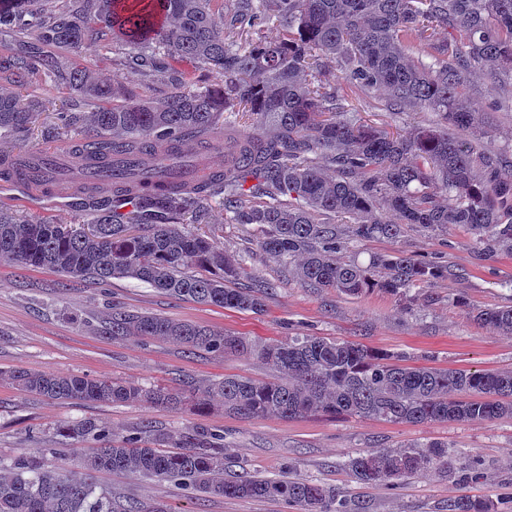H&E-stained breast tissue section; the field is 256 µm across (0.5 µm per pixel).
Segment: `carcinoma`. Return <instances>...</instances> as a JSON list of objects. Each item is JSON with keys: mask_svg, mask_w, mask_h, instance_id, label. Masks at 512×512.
Masks as SVG:
<instances>
[{"mask_svg": "<svg viewBox=\"0 0 512 512\" xmlns=\"http://www.w3.org/2000/svg\"><path fill=\"white\" fill-rule=\"evenodd\" d=\"M217 0H78L45 13L39 0H0V35L21 38L31 28L44 44L78 58L92 37L108 36L133 52L140 68L168 75L163 100L120 102L117 87L75 66L69 90L95 101L72 112L100 155L121 154L141 165L179 158L185 136L213 133L224 145V169L197 184L147 178L85 185L87 194L139 197L137 210L96 216L88 225L53 224L0 211V262L49 268L72 277L132 278L175 298L261 313L264 292L234 286L240 259L211 233L183 228L187 216L217 201L233 224L250 225L265 253L295 263L299 282L349 296L378 288L406 301L415 288L448 279V267L405 251L344 259L351 239H397L404 227L427 234L462 225L488 255H512V163L481 146L488 136L466 91L481 71L493 86L512 82V0H236L232 16ZM265 14L285 34L267 45L253 37ZM439 28L448 38H435ZM421 43L432 63L414 59ZM336 60L349 83L385 93L397 110L435 112L440 123L393 134L358 124L348 98L326 91L319 60ZM187 64L208 67L224 82L201 89ZM59 57L15 52L0 72L29 85L59 72ZM44 107L34 94L0 87V135L34 133ZM473 319L512 338V305L477 311ZM113 336L176 342L191 351L235 353L267 365L274 376L236 374L201 393L109 377L16 368L19 390L49 400L140 403L209 412L215 406L245 418L296 419L349 414L402 424L485 423L512 417V370L411 366L403 357L349 340L291 336L260 340L153 314L117 313ZM61 435L91 438L99 448L75 458V469L45 467L36 454L0 462V512H142L121 509L98 486L109 471L172 481L200 497L280 501L296 512H349L336 486L317 480L228 473L224 435L196 427L121 434L92 419L64 423ZM358 483L399 482L455 469L446 443L426 450L371 449L349 460ZM448 512H499L489 499L460 497Z\"/></svg>", "mask_w": 512, "mask_h": 512, "instance_id": "1", "label": "carcinoma"}]
</instances>
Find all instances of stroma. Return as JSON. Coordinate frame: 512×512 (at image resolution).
Instances as JSON below:
<instances>
[{
    "label": "stroma",
    "instance_id": "obj_1",
    "mask_svg": "<svg viewBox=\"0 0 512 512\" xmlns=\"http://www.w3.org/2000/svg\"><path fill=\"white\" fill-rule=\"evenodd\" d=\"M81 63L105 83L120 86L124 101L163 99L172 87L162 75L145 76L125 64L108 38L96 40ZM467 96L479 108L493 146L512 145V98L491 87L483 73L471 77ZM349 99L358 122L389 132L418 124H434L432 112L389 109L378 90H353ZM0 208L21 216L61 224H84L90 212L56 206L48 197L28 196L0 186ZM199 232L222 236L229 252H243L245 272L239 286L271 283L261 313L227 310L177 299L131 278L101 282L73 278L41 268L0 263V459L40 450L45 467L61 468L75 455L87 454L95 443L60 436L68 421L93 419L121 433L146 425L170 431L207 427L223 431L232 472L294 474L326 481L339 488L349 508L365 512H448L449 499L462 494L499 502L512 512V418L491 423H393L350 415H310L294 420L276 417L245 419L192 407L170 410L141 404L52 401L20 391L8 378L11 370H54L132 380L146 386L177 387L189 382L204 388L212 379L237 374L265 379L260 361L227 354L190 352L180 345L129 336H110L113 310L151 313L192 322L236 336L280 340L303 334L345 339L394 355L408 364L437 368L512 369V338L473 321V311L512 299V255L484 258L483 247L463 227L430 237L406 228L395 241L362 240L349 254L367 261L374 253L404 250L419 258L448 265L453 274L428 288L413 291L399 304L378 290L352 297L332 289L300 284L293 271L258 248H247L248 231L228 223L224 209L211 204L192 225ZM447 442L473 462L475 479L434 475L410 479L394 488L353 481L349 458L381 447L409 443ZM96 481L115 501L135 499L149 512L159 501L173 512H288L277 501L250 498H198L174 483L103 472Z\"/></svg>",
    "mask_w": 512,
    "mask_h": 512
}]
</instances>
